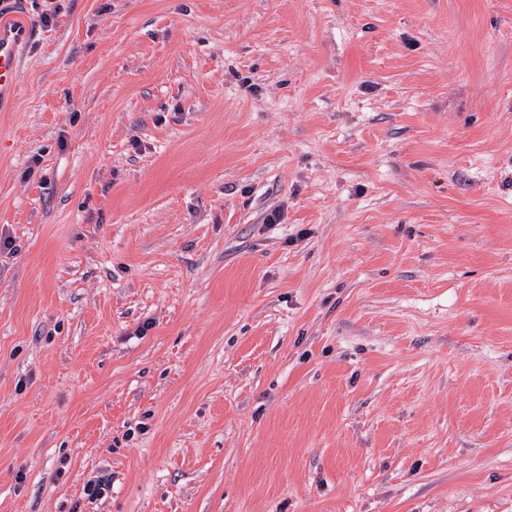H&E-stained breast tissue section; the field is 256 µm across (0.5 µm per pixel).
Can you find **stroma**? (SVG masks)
I'll return each mask as SVG.
<instances>
[{"label": "stroma", "mask_w": 512, "mask_h": 512, "mask_svg": "<svg viewBox=\"0 0 512 512\" xmlns=\"http://www.w3.org/2000/svg\"><path fill=\"white\" fill-rule=\"evenodd\" d=\"M13 10L0 512H512V0Z\"/></svg>", "instance_id": "1"}]
</instances>
